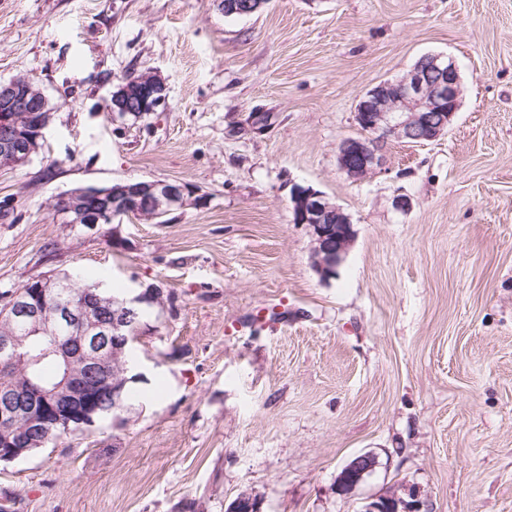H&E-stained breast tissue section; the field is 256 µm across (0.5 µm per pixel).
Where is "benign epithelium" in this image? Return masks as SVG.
<instances>
[{
  "instance_id": "obj_1",
  "label": "benign epithelium",
  "mask_w": 512,
  "mask_h": 512,
  "mask_svg": "<svg viewBox=\"0 0 512 512\" xmlns=\"http://www.w3.org/2000/svg\"><path fill=\"white\" fill-rule=\"evenodd\" d=\"M428 67L439 74V81L426 87L417 69L394 81H384L359 97L355 121L364 136L343 140L338 149V165L350 178L358 180L373 171L382 162L386 141L394 137L409 142L433 141L448 132L459 109L462 86L456 61L440 54H431ZM152 89L150 98L139 95V86ZM42 91L33 81L13 80L0 84V101L10 111L0 113V128L9 131L18 125L17 113L31 111ZM126 98L121 115L131 114L137 119L157 111L166 102V86L152 72L133 75L122 84L112 97ZM50 122L36 121L24 132L4 137L0 150V169H14L28 163L39 142L45 139ZM62 198L65 208L56 212L62 224H111L114 245L121 246L115 221L129 216L152 220L186 202V187L165 181H145L135 185L122 206L112 204V189L88 186L70 191ZM293 222L308 226L311 235V256L316 268L332 274L352 243V225L343 209L331 203L321 192L296 185L290 194ZM63 284L47 275L35 276L25 283L6 307L9 320H23L30 324L31 332L51 340L58 357L66 362L62 380L50 387L28 381L25 386H0V456L16 461L32 446V434L49 439L53 429L69 425L78 418L89 427L95 426L91 410V394L98 396L112 392V404L121 408L122 380L101 378L111 354L139 342L131 331L129 319L112 314L106 320L102 315L108 300L90 293L79 307L48 308L47 298L58 294ZM150 303L163 306V291L155 285L130 298L128 314L134 307ZM70 325V333L58 335L61 324ZM0 359L5 362L21 361L27 366L37 364L41 357L22 350V345L5 334L0 337ZM25 421L18 430L16 421ZM419 500H406L398 492L365 503L360 512H420Z\"/></svg>"
}]
</instances>
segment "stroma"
I'll list each match as a JSON object with an SVG mask.
<instances>
[{"label": "stroma", "instance_id": "obj_1", "mask_svg": "<svg viewBox=\"0 0 512 512\" xmlns=\"http://www.w3.org/2000/svg\"><path fill=\"white\" fill-rule=\"evenodd\" d=\"M219 3L0 0V83L34 79L53 112L40 153L0 170V292L68 271L167 296L121 421L0 463V496L225 512L249 489L261 512H360L397 487L426 512H512V0ZM427 54L459 66L447 134L389 139L350 179L337 154L361 135L359 96ZM147 71L165 106L107 115ZM152 180L189 191L166 223L55 218L75 188ZM295 184L351 219L334 276L293 221ZM364 453L375 469L341 494Z\"/></svg>", "mask_w": 512, "mask_h": 512}]
</instances>
